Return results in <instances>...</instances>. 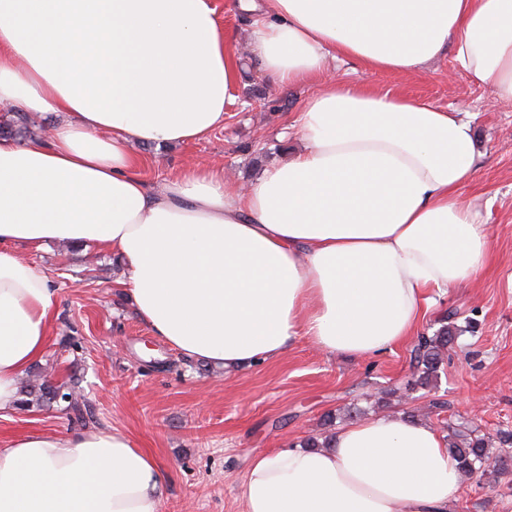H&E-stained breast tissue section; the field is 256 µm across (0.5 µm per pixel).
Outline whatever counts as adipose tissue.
Returning a JSON list of instances; mask_svg holds the SVG:
<instances>
[{"label":"adipose tissue","instance_id":"ef3b65f1","mask_svg":"<svg viewBox=\"0 0 512 512\" xmlns=\"http://www.w3.org/2000/svg\"><path fill=\"white\" fill-rule=\"evenodd\" d=\"M0 0V105L58 113L49 137L0 139V412L45 354L57 290L17 248L110 251L154 335L228 371L306 336L355 359L405 342L435 293L471 283L491 237L464 188L472 125L430 101L339 80L336 61L422 71L446 51L512 101V0ZM278 83L318 80L304 147L254 180L194 166L152 185L130 142L223 126L242 52ZM461 484L440 429L397 415L326 448L252 454L246 512H448ZM156 459L122 431L31 432L0 445V512H161ZM226 0H216L218 12L224 24L226 25L230 35L240 41H243L247 36L249 28V20L242 15H233L231 13L224 14V2Z\"/></svg>","mask_w":512,"mask_h":512}]
</instances>
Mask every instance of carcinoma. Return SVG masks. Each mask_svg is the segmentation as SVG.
Segmentation results:
<instances>
[{"instance_id":"1","label":"carcinoma","mask_w":512,"mask_h":512,"mask_svg":"<svg viewBox=\"0 0 512 512\" xmlns=\"http://www.w3.org/2000/svg\"><path fill=\"white\" fill-rule=\"evenodd\" d=\"M29 133L28 120L22 114L15 113L13 117L0 121V136H18L23 140ZM455 330L454 324L444 321L432 335L419 337L411 351L414 373L407 383L409 389L427 387L438 378L444 361V350L454 342ZM27 388L28 394L35 396L36 401L55 402L57 385L46 375L38 374V381L27 384ZM448 435L451 438L450 450L457 458L459 470L464 477L482 473L491 464L496 474L508 472L507 458L493 452V448L497 443L512 445V431L504 430L491 437L480 433L476 427L450 421Z\"/></svg>"}]
</instances>
